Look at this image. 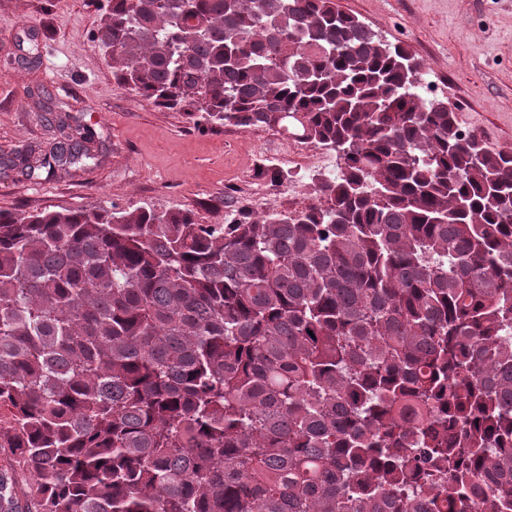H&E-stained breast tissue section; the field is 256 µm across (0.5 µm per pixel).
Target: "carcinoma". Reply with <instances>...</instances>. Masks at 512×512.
<instances>
[{"label": "carcinoma", "instance_id": "1", "mask_svg": "<svg viewBox=\"0 0 512 512\" xmlns=\"http://www.w3.org/2000/svg\"><path fill=\"white\" fill-rule=\"evenodd\" d=\"M113 74L332 152L317 203L0 211V512H512V149L335 0H106ZM28 180L95 163L55 115Z\"/></svg>", "mask_w": 512, "mask_h": 512}]
</instances>
